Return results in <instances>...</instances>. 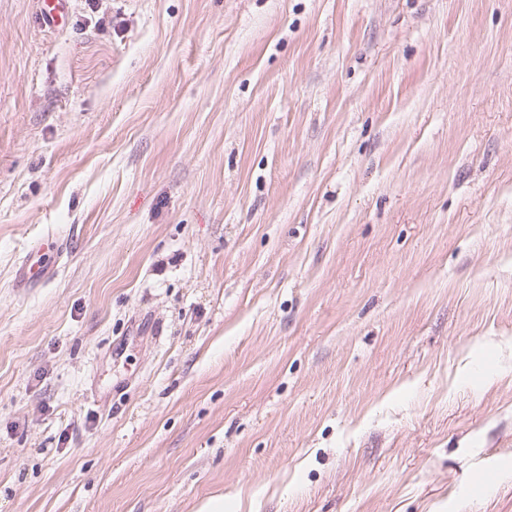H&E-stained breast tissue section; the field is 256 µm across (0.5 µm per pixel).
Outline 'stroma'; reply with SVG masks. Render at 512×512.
I'll return each mask as SVG.
<instances>
[{
    "label": "stroma",
    "mask_w": 512,
    "mask_h": 512,
    "mask_svg": "<svg viewBox=\"0 0 512 512\" xmlns=\"http://www.w3.org/2000/svg\"><path fill=\"white\" fill-rule=\"evenodd\" d=\"M218 496L512 512V0H0V512ZM43 23L49 28L62 24L69 12L71 0H38ZM45 246L36 252L29 253L20 268V276L30 283H36L44 279L49 273L52 264L46 259Z\"/></svg>",
    "instance_id": "obj_1"
}]
</instances>
